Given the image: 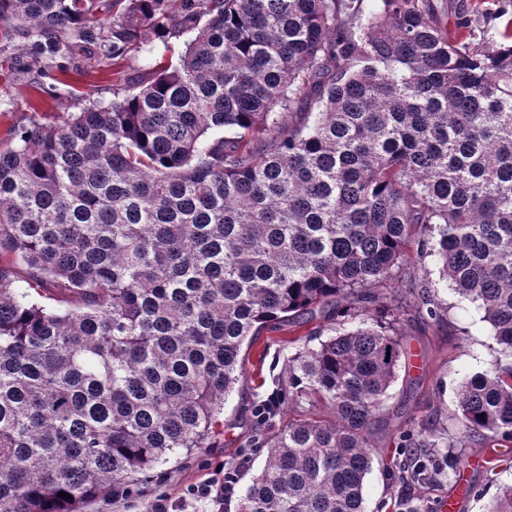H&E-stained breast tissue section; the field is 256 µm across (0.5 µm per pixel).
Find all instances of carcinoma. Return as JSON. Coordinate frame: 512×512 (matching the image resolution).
I'll use <instances>...</instances> for the list:
<instances>
[{"instance_id": "cac0c4a2", "label": "carcinoma", "mask_w": 512, "mask_h": 512, "mask_svg": "<svg viewBox=\"0 0 512 512\" xmlns=\"http://www.w3.org/2000/svg\"><path fill=\"white\" fill-rule=\"evenodd\" d=\"M0 24L42 75L89 52L116 76L111 102L89 89L0 149V512H81L204 447L243 345L283 329L306 345L264 413L330 415L270 443L239 512H364L400 323L445 316L427 261L504 358L460 381L453 435L403 431L388 476L438 482L460 462L429 449L512 443L511 4L0 0Z\"/></svg>"}]
</instances>
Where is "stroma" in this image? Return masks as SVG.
<instances>
[{"instance_id": "obj_1", "label": "stroma", "mask_w": 512, "mask_h": 512, "mask_svg": "<svg viewBox=\"0 0 512 512\" xmlns=\"http://www.w3.org/2000/svg\"><path fill=\"white\" fill-rule=\"evenodd\" d=\"M21 62L22 72L10 78L0 76L2 148L8 145L14 128L33 120L57 122L80 111L83 91L95 89L103 101L112 99L111 62L87 55L44 77L37 73L29 57H22ZM439 298L448 305L442 322L414 315L402 326L407 354L377 417L374 461L364 484L365 512H378L382 502L400 490L399 485L389 484L385 467L409 420L430 415L437 425L449 426L461 378L490 369L501 357L490 326L482 321L474 305L459 301L454 291L446 287L440 289ZM288 338L285 332L260 336L244 356L243 378L224 403L223 428L204 448L153 472V480H164L172 500H179L187 485L211 477L221 466L238 476L237 494L225 500L223 512H238L240 494L265 464L267 440L278 436L290 421L308 413L307 404L302 403L283 405L266 418L259 415L263 401L287 379L288 361L297 350ZM458 454L464 459L459 478L449 477L425 486L423 495L438 503L457 499L456 512H485V505L497 488L512 484V447L500 448L504 464L493 473L484 466L482 448H462ZM463 483L473 486L475 493L462 500L458 491Z\"/></svg>"}]
</instances>
